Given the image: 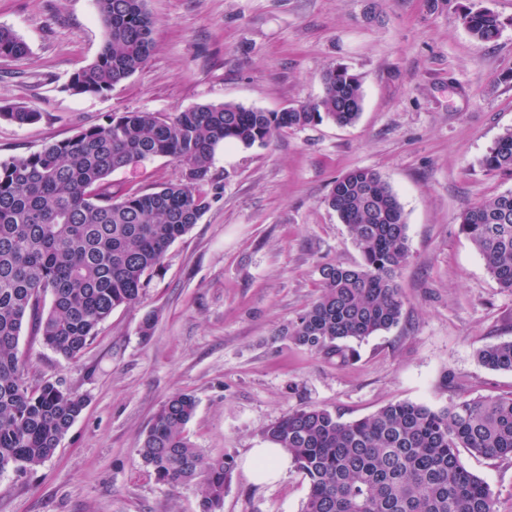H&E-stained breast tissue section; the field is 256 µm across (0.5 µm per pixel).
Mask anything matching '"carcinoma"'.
<instances>
[{"instance_id":"cac0c4a2","label":"carcinoma","mask_w":512,"mask_h":512,"mask_svg":"<svg viewBox=\"0 0 512 512\" xmlns=\"http://www.w3.org/2000/svg\"><path fill=\"white\" fill-rule=\"evenodd\" d=\"M95 2L104 41L95 61L73 75L68 88L75 94L112 91L146 66L154 47L147 0ZM462 21L480 41H493L501 31L498 16L486 8L465 11ZM28 53L18 35L0 26V58ZM362 100L358 76L337 65L324 73L323 95L313 104L284 112L199 104L164 118L124 112L24 159L0 160L1 474L33 470L53 457L86 405L54 382L29 381L18 350L23 326L54 353L80 357L114 309L139 302L170 246L209 209L206 186L218 146H265L283 129L325 119L347 126L358 118ZM40 118L24 106L0 109V119L20 126ZM156 157L176 161L179 177L150 189L116 188L109 181L114 171ZM482 164L512 171V129L497 138ZM326 203L362 261L324 265L319 296L287 336L345 361L353 354L347 341L399 323L396 273L408 258L407 224L396 194L369 167L337 178ZM460 231L499 287L511 292L512 191L467 209ZM478 360L512 372V341L482 348ZM196 409L194 395L171 396L154 414L139 455L164 485L199 481L201 512H221L233 462L210 457L191 441L187 426ZM262 437L284 449L307 479L302 512H497L489 486L459 454L463 448L486 459H512V394L464 396L439 409L398 402L350 422L306 406L269 424Z\"/></svg>"}]
</instances>
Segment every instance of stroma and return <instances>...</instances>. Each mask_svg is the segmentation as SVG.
I'll list each match as a JSON object with an SVG mask.
<instances>
[{"label":"stroma","mask_w":512,"mask_h":512,"mask_svg":"<svg viewBox=\"0 0 512 512\" xmlns=\"http://www.w3.org/2000/svg\"><path fill=\"white\" fill-rule=\"evenodd\" d=\"M468 8L501 20L491 42L461 21ZM154 51L105 95L68 90L92 63L103 25L94 0H0V26L29 47L0 60V108L41 114L0 120V159H19L122 112L164 116L204 103L279 112L316 102L322 76L342 64L362 80L358 121L279 132L266 146L218 147L200 221L168 249L141 300L116 308L79 359L22 332L31 381L59 382L86 400L54 456L0 475V512H200L190 482L158 483L138 448L173 394L196 397L188 426L205 454L235 463L222 512H302L296 466L257 484L242 463L262 430L314 405L349 422L397 402L439 409L460 396L512 393V372L477 357L512 341V292L499 288L461 214L512 191V173L482 165L512 128V0H147ZM370 167L404 212L409 258L398 273L397 326L357 342L347 362L315 355L286 332L319 295L323 265L361 256L325 199L336 178ZM157 157L112 173L149 189L175 180ZM153 317L150 335L140 333ZM512 512V460L461 452Z\"/></svg>","instance_id":"35a3bbf8"}]
</instances>
